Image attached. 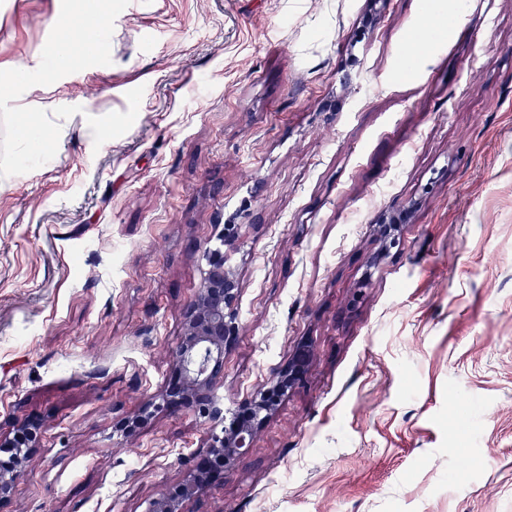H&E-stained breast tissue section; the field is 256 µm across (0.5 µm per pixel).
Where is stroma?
<instances>
[{
    "label": "stroma",
    "mask_w": 512,
    "mask_h": 512,
    "mask_svg": "<svg viewBox=\"0 0 512 512\" xmlns=\"http://www.w3.org/2000/svg\"><path fill=\"white\" fill-rule=\"evenodd\" d=\"M85 23L98 53L66 43ZM18 62L0 435L45 432L12 512H146L182 480L208 423L120 426L216 248L225 408L313 356L186 512H512V0H0Z\"/></svg>",
    "instance_id": "stroma-1"
}]
</instances>
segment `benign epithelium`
I'll return each instance as SVG.
<instances>
[{
    "instance_id": "7a95c632",
    "label": "benign epithelium",
    "mask_w": 512,
    "mask_h": 512,
    "mask_svg": "<svg viewBox=\"0 0 512 512\" xmlns=\"http://www.w3.org/2000/svg\"><path fill=\"white\" fill-rule=\"evenodd\" d=\"M239 295V281L224 253L214 251L185 312L182 336L172 351L170 375L160 399L148 403L135 417L142 423L159 410L196 412L210 424L208 445L191 454L183 480L152 500L147 512H183L185 502L199 498L212 482L232 472L252 448L260 414L273 410L307 373L312 350L310 343L303 342L258 397L227 416L217 385L224 376V354L238 331ZM43 433L39 419L27 418L15 425L13 436L0 438V510L11 503L16 481L28 457L40 447Z\"/></svg>"
}]
</instances>
